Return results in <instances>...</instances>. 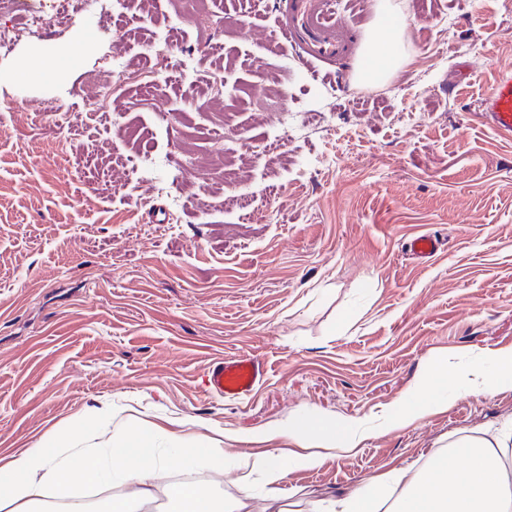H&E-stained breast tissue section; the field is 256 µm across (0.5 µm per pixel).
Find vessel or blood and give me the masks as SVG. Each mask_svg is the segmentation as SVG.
<instances>
[{
    "label": "vessel or blood",
    "mask_w": 512,
    "mask_h": 512,
    "mask_svg": "<svg viewBox=\"0 0 512 512\" xmlns=\"http://www.w3.org/2000/svg\"><path fill=\"white\" fill-rule=\"evenodd\" d=\"M334 0H298L295 22L282 28V36L291 43L300 44L304 52L316 60L335 58L342 45L336 33L342 27L332 5ZM482 115L494 130L512 135V66L501 68L490 92L481 102ZM408 250L418 258L427 259L440 248V239L433 234L411 238ZM265 377L262 362L248 355L218 358L212 361L208 373V391L211 395L228 398L249 396Z\"/></svg>",
    "instance_id": "obj_1"
}]
</instances>
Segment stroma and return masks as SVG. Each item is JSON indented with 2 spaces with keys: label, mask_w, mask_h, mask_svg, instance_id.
Masks as SVG:
<instances>
[{
  "label": "stroma",
  "mask_w": 512,
  "mask_h": 512,
  "mask_svg": "<svg viewBox=\"0 0 512 512\" xmlns=\"http://www.w3.org/2000/svg\"><path fill=\"white\" fill-rule=\"evenodd\" d=\"M408 57L384 88L326 79L275 44L289 0H0V24L38 8L40 33L0 56V459L74 425L93 442L128 420L162 446L264 451L262 433L307 412L358 420L356 452L292 469L286 501L391 494L383 474L424 469L466 432L512 421V391L431 377L512 349V136L478 101L512 59V0H399ZM177 32L168 46L164 38ZM77 50L64 79L13 71ZM120 55L113 112L92 115L90 77ZM290 127L262 109L267 95ZM167 120H159V113ZM146 146L165 163L141 169ZM444 241L427 264L404 242ZM247 352L267 374L243 399L211 396L209 363ZM428 381L448 409L389 428L383 411ZM216 497L266 486L206 459L172 460Z\"/></svg>",
  "instance_id": "obj_1"
}]
</instances>
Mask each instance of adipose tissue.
I'll list each match as a JSON object with an SVG mask.
<instances>
[{"instance_id":"obj_1","label":"adipose tissue","mask_w":512,"mask_h":512,"mask_svg":"<svg viewBox=\"0 0 512 512\" xmlns=\"http://www.w3.org/2000/svg\"><path fill=\"white\" fill-rule=\"evenodd\" d=\"M404 29L380 26L378 33L364 42L365 63L357 72L360 83L371 85L387 81L404 62ZM436 378L466 387L468 378L480 388H512V350L499 353L492 365H469L465 372L449 370L439 361ZM448 403L428 394L426 386L403 393L394 405L392 425L406 426L424 415L446 411ZM300 445L299 453L286 455L276 450L258 454H234V469L261 474L267 484L283 480L293 467L313 468L321 464L325 452L350 453L359 447L363 436L355 420L325 422L319 419L292 430ZM82 432L75 429L58 435L45 446L28 449L9 457L0 466V504L19 503L32 490L48 498L70 497L80 483L124 482L136 485L131 503L122 512H140L152 499V481L168 465L170 456L159 451L151 429L127 422L104 448H85ZM512 446V425L489 435L464 436L454 451L439 454L427 470L399 468L390 478L396 494L393 512H505V492L500 481L503 457ZM184 512H253L249 492L241 494L231 507H223L203 484L177 490Z\"/></svg>"}]
</instances>
